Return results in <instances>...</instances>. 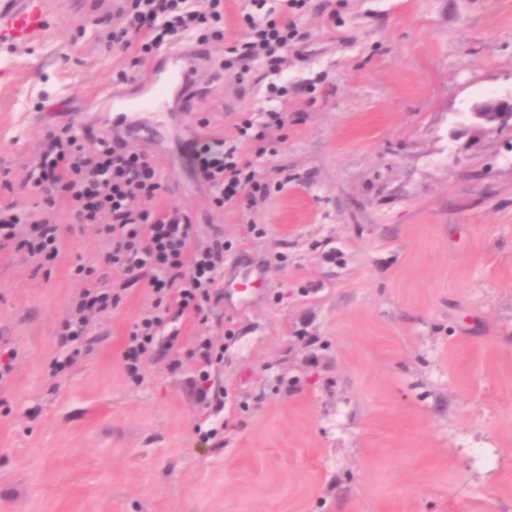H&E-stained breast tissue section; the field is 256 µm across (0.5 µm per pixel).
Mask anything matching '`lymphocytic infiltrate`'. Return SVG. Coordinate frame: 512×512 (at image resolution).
<instances>
[{"label": "lymphocytic infiltrate", "mask_w": 512, "mask_h": 512, "mask_svg": "<svg viewBox=\"0 0 512 512\" xmlns=\"http://www.w3.org/2000/svg\"><path fill=\"white\" fill-rule=\"evenodd\" d=\"M308 2L278 0L273 7L269 0H249V10L239 19L246 37L225 50L221 69L235 70L243 78L262 59L270 74L280 73L289 53L305 38L296 19ZM116 15L112 26L99 30L98 38L106 49L127 56L130 68L189 39L203 44L224 41V0H119ZM287 94L284 86L268 82V108L239 113L233 120L232 142L209 133V119H198L201 133L189 143L186 159L195 180L207 187L215 209L240 201L252 207L269 195L270 185L256 160L268 150L267 131L287 121L286 113L275 106ZM243 142L255 144L254 155L240 152ZM25 185L40 195L42 209L28 213L11 203L0 205V242H13L38 266L54 265L61 255L62 232L53 209L62 197L75 222L109 245L103 269L83 264L74 269L82 288L62 324L63 343L87 344L92 316L111 312L129 287L145 282L151 303L130 331L122 353L126 375L137 382L170 311L204 317L222 300L215 286L224 269L223 240L197 246L189 213L161 207L168 187L146 149L119 145L106 136L87 147L73 125L51 129ZM108 269L121 274L118 286L106 283Z\"/></svg>", "instance_id": "obj_1"}]
</instances>
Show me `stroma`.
Returning <instances> with one entry per match:
<instances>
[{"label":"stroma","mask_w":512,"mask_h":512,"mask_svg":"<svg viewBox=\"0 0 512 512\" xmlns=\"http://www.w3.org/2000/svg\"><path fill=\"white\" fill-rule=\"evenodd\" d=\"M114 0H47L32 40L0 41V203L47 129L135 139L194 219L224 240V280L260 272L246 301L207 321L169 314L132 382L125 340L143 285L94 318L92 342L59 332L104 240L56 208L59 261L0 246V512H512V128L478 131L471 106L512 95V0H310L284 128L258 160L270 195L210 205L186 165L207 116L264 106L263 64L217 75L247 0H224L223 47L182 46L203 93L192 107L117 119L171 62L160 51L113 83L123 56L98 44ZM335 23H328V14ZM224 347L203 368L197 337ZM67 368L51 375L53 361Z\"/></svg>","instance_id":"35a3bbf8"}]
</instances>
